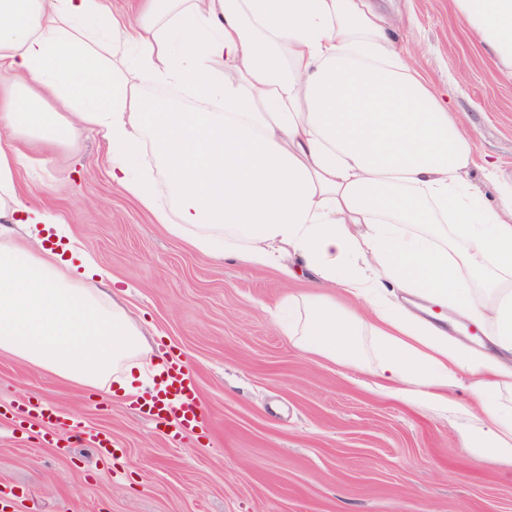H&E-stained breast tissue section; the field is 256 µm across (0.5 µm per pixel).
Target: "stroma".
<instances>
[{"mask_svg":"<svg viewBox=\"0 0 512 512\" xmlns=\"http://www.w3.org/2000/svg\"><path fill=\"white\" fill-rule=\"evenodd\" d=\"M392 36L443 92L472 135L470 181L494 196L512 178V70L458 20L454 0H379ZM18 180L49 201L107 267L111 288L148 337L145 364L175 352L210 409L207 428L180 441L131 398L42 374L0 355V407L48 403L111 433V464L87 444L48 445L0 417V503L8 512H512V465L472 458L448 413L383 395L370 364L347 366L297 349L275 305L312 275L207 258L170 236L113 186L95 131L53 149L21 133ZM497 165L489 179L486 161Z\"/></svg>","mask_w":512,"mask_h":512,"instance_id":"stroma-1","label":"stroma"}]
</instances>
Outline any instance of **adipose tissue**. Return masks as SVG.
Instances as JSON below:
<instances>
[{"instance_id":"obj_1","label":"adipose tissue","mask_w":512,"mask_h":512,"mask_svg":"<svg viewBox=\"0 0 512 512\" xmlns=\"http://www.w3.org/2000/svg\"><path fill=\"white\" fill-rule=\"evenodd\" d=\"M454 3L512 68V0ZM157 84L224 109L147 96ZM87 128L113 184L171 235L286 281L313 274L278 304L294 346L374 355L382 389L425 395L473 457L512 461V183L493 206L473 187L472 136L370 0H139L131 17L109 0H0V353L139 394L156 386L138 361L148 342L106 293L110 271L17 183L16 133L52 146ZM148 142L174 209L140 171ZM404 295L487 322L493 352L450 342Z\"/></svg>"}]
</instances>
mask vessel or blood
<instances>
[{
    "mask_svg": "<svg viewBox=\"0 0 512 512\" xmlns=\"http://www.w3.org/2000/svg\"><path fill=\"white\" fill-rule=\"evenodd\" d=\"M164 386L156 394L142 398L137 407L154 421L171 425L174 434L186 436L204 430L208 414L195 377L180 357L166 360ZM71 443L87 442L97 449L100 460H111L115 450L110 434L75 431Z\"/></svg>",
    "mask_w": 512,
    "mask_h": 512,
    "instance_id": "obj_1",
    "label": "vessel or blood"
}]
</instances>
